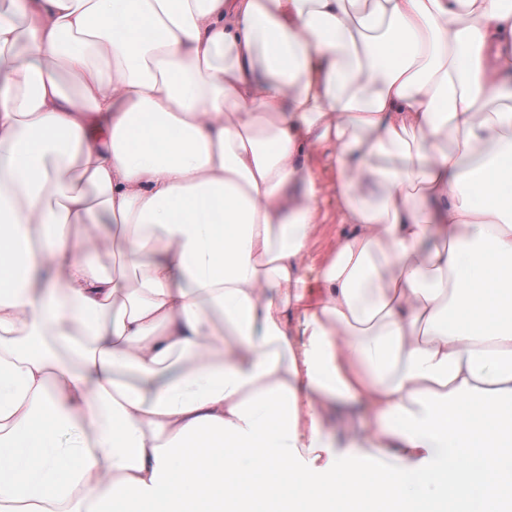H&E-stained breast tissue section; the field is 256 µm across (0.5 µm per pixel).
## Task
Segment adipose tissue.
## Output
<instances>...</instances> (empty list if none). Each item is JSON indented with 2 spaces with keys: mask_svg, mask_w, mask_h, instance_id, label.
<instances>
[{
  "mask_svg": "<svg viewBox=\"0 0 512 512\" xmlns=\"http://www.w3.org/2000/svg\"><path fill=\"white\" fill-rule=\"evenodd\" d=\"M511 78L512 0H0V512H417L440 471L504 512ZM324 145L350 230L310 305ZM353 404L381 424L340 450ZM44 446H40L43 448H27L25 452L26 457V467L23 469L21 473V477L19 479L20 485L22 488L28 487L29 489L36 488L38 484V467L37 462L39 458L45 452V449L48 448Z\"/></svg>",
  "mask_w": 512,
  "mask_h": 512,
  "instance_id": "1",
  "label": "adipose tissue"
}]
</instances>
